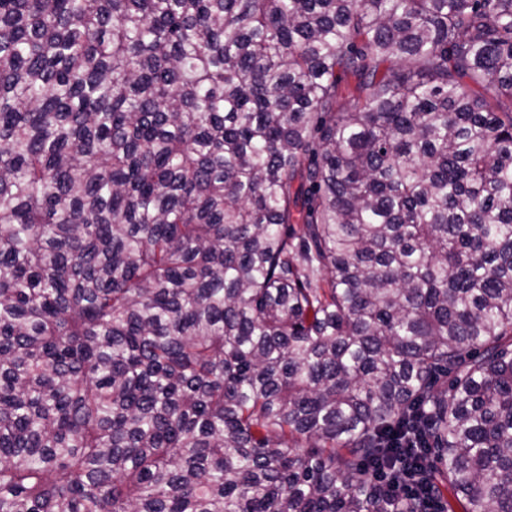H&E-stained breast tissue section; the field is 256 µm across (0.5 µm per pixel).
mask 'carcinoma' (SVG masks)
<instances>
[{"instance_id": "carcinoma-1", "label": "carcinoma", "mask_w": 512, "mask_h": 512, "mask_svg": "<svg viewBox=\"0 0 512 512\" xmlns=\"http://www.w3.org/2000/svg\"><path fill=\"white\" fill-rule=\"evenodd\" d=\"M512 512V0H0V512Z\"/></svg>"}]
</instances>
